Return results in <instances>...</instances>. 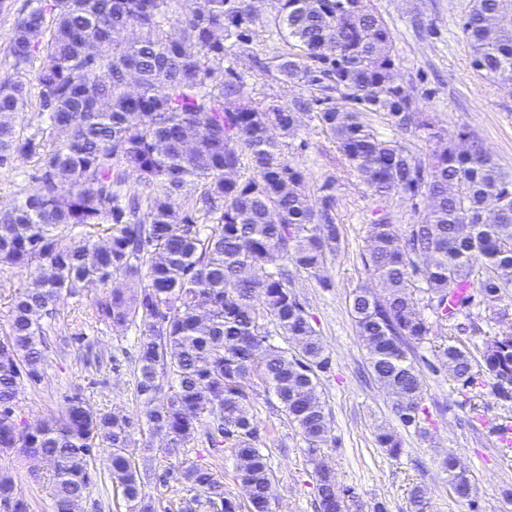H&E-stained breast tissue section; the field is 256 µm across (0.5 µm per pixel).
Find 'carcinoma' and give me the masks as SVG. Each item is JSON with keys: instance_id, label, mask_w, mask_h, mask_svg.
<instances>
[{"instance_id": "obj_1", "label": "carcinoma", "mask_w": 512, "mask_h": 512, "mask_svg": "<svg viewBox=\"0 0 512 512\" xmlns=\"http://www.w3.org/2000/svg\"><path fill=\"white\" fill-rule=\"evenodd\" d=\"M180 2L28 0L15 24V77L0 83V166L17 155L36 165L24 200L0 211V270L31 271L0 338V452L51 461L56 512H77L100 476V451L127 512H155L148 475L130 451L145 425L165 438L142 448L165 462L159 484L205 492L211 512H238L223 474L189 458L201 433L215 455L231 452L236 480L260 506L273 474L248 410L256 377L307 443L320 512H349L352 492L336 487L321 455L331 420L317 385L329 356L291 288V268L316 276L339 249L334 182L311 204L304 171L272 132L295 136L300 115L315 109L375 195L430 201L415 224L370 225L362 264L384 293L360 286L350 299L370 374L407 425L423 396L411 353L430 333L416 293L450 328L472 303L471 289L490 306L512 296V176L470 132L447 138L418 110L371 0H275L272 22L293 49L258 68L313 96L264 106L245 98L241 76L224 68L225 42L244 48L252 40L255 0ZM461 29L473 66L511 88L512 0H472ZM34 88L41 127L26 136L17 118ZM366 112L437 148L425 160L414 156L379 137ZM130 174L134 190L126 188ZM89 289L97 322L139 328L140 413L93 411L75 393L59 416L22 427L14 401L21 378L41 381L44 320L62 293ZM267 320L293 349L271 343ZM441 353L462 388L488 374L496 396L512 401V336L486 339L478 357L455 341ZM377 442L401 453L389 431ZM446 469L457 497L472 498L470 471L453 457ZM0 504L28 510L8 473H0Z\"/></svg>"}]
</instances>
